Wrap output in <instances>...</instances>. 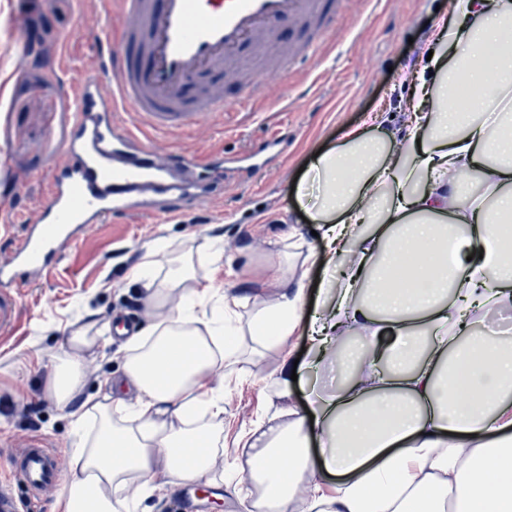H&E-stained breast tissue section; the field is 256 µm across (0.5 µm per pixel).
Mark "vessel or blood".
I'll use <instances>...</instances> for the list:
<instances>
[{
  "label": "vessel or blood",
  "instance_id": "obj_1",
  "mask_svg": "<svg viewBox=\"0 0 512 512\" xmlns=\"http://www.w3.org/2000/svg\"><path fill=\"white\" fill-rule=\"evenodd\" d=\"M112 8L125 24L119 38L101 37L96 67L63 86L72 103L70 135L49 172L43 206L0 261V293L43 282L73 243L108 218L158 205L173 216L223 190V159L159 151L143 140V128L164 133L206 115L251 110L258 81L231 105L213 86L204 88L200 106L184 91L205 73L233 70L242 46L272 40L284 21L308 24L312 53L334 22L324 0H112ZM122 111L138 113L141 127L116 122ZM61 472L45 441L28 439L21 453L0 459V512H38Z\"/></svg>",
  "mask_w": 512,
  "mask_h": 512
}]
</instances>
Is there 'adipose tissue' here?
<instances>
[{
	"label": "adipose tissue",
	"mask_w": 512,
	"mask_h": 512,
	"mask_svg": "<svg viewBox=\"0 0 512 512\" xmlns=\"http://www.w3.org/2000/svg\"><path fill=\"white\" fill-rule=\"evenodd\" d=\"M432 50L405 79L414 113L344 130L296 187L321 189L309 214L324 244L303 257L323 269L319 308H304V277L252 303L219 281L216 241L201 277L160 239L133 272L147 318L101 399L82 396L100 334L66 336L46 391L70 410L75 477L55 512H117L155 478L223 471L219 378L244 331L266 350L306 334L315 356L363 339L335 393L249 432L238 481L258 486L259 512H512V346L466 334L512 308V0H456Z\"/></svg>",
	"instance_id": "adipose-tissue-1"
}]
</instances>
